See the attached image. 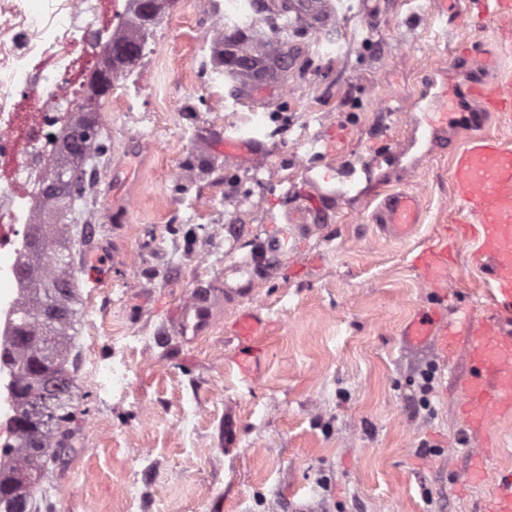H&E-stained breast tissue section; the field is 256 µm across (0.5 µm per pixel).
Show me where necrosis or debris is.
<instances>
[{"instance_id": "necrosis-or-debris-1", "label": "necrosis or debris", "mask_w": 512, "mask_h": 512, "mask_svg": "<svg viewBox=\"0 0 512 512\" xmlns=\"http://www.w3.org/2000/svg\"><path fill=\"white\" fill-rule=\"evenodd\" d=\"M134 8L124 0H0V340L13 335L16 274L34 222L55 134L70 124L101 55Z\"/></svg>"}]
</instances>
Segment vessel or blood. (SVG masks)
I'll use <instances>...</instances> for the list:
<instances>
[{"label": "vessel or blood", "instance_id": "1", "mask_svg": "<svg viewBox=\"0 0 512 512\" xmlns=\"http://www.w3.org/2000/svg\"><path fill=\"white\" fill-rule=\"evenodd\" d=\"M471 96L483 109L494 112L501 125L512 126L511 78L494 86L472 85ZM257 148L252 140L224 139L228 160L255 155ZM451 166L462 209L478 229L472 262L484 274L490 311L461 326L444 323L433 312L412 321L405 334L415 343L436 340L445 352L457 336H466L471 366L460 411L466 427L485 428L494 416L512 414V148L483 135L455 153ZM417 215L415 196L401 192L385 200L380 221L394 236L403 238L413 231ZM420 260L424 282L447 280L446 240L425 249ZM218 305L215 299H190L179 310L183 331L203 335L213 326ZM234 332L240 342L250 343L261 335L262 324L248 313L236 322ZM483 512H512V471L496 481Z\"/></svg>", "mask_w": 512, "mask_h": 512}]
</instances>
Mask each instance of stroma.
<instances>
[{
	"label": "stroma",
	"instance_id": "1",
	"mask_svg": "<svg viewBox=\"0 0 512 512\" xmlns=\"http://www.w3.org/2000/svg\"><path fill=\"white\" fill-rule=\"evenodd\" d=\"M225 2L165 0L149 53L115 74L96 115L107 151L74 222L77 420L39 512H479L512 469V417L493 418L486 477L467 482V344L449 358L405 330L435 303L453 322L487 312L475 237L455 242L444 287H426L413 259L458 215L455 152L483 134L512 146L470 95L512 72V31L477 0H330L317 32L296 0H257V25L220 37ZM243 42L276 75L249 105L224 80ZM442 88L447 117L421 114ZM271 106L286 119L259 156L225 162V135ZM310 161L331 180L311 182ZM129 170L127 200L109 178ZM403 191L420 215L398 240L379 210ZM296 212L311 226L297 248L226 275ZM207 293L222 309L185 340L178 311ZM244 313L265 328L252 352L233 334ZM107 365L126 380L102 393Z\"/></svg>",
	"mask_w": 512,
	"mask_h": 512
}]
</instances>
